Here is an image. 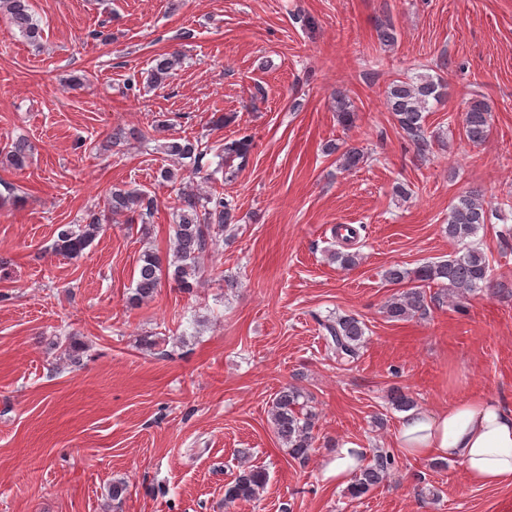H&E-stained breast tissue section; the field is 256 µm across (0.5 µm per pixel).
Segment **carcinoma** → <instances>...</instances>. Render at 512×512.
Wrapping results in <instances>:
<instances>
[{
  "mask_svg": "<svg viewBox=\"0 0 512 512\" xmlns=\"http://www.w3.org/2000/svg\"><path fill=\"white\" fill-rule=\"evenodd\" d=\"M0 15L16 28L23 39L39 48L43 42V29L34 18L31 0H0ZM181 55L162 52L154 55L149 69L150 84L159 87L171 77L180 63ZM441 80L430 74H421L410 81H395L387 91V105L398 126L420 152L430 147L424 127V113L439 103L443 96ZM339 121L350 124L354 120L353 102L344 96L336 97ZM492 110L485 99L475 96L463 116L462 129L466 139L473 144L484 142L490 131ZM31 146L25 139L12 143L7 153L10 165L18 167L27 158ZM251 150L246 138L224 141L221 159L229 165L235 160L245 162ZM161 153L177 163L189 161L193 173L204 171L202 160L208 154L207 147L193 138H175L160 145ZM362 149L349 147L339 156L345 170L358 168L365 162ZM178 203L173 213L172 256L162 258L150 249L143 251L135 277V288L128 297V304L138 306L151 300L163 280H173L185 293H192L201 276L200 257L218 244V236L237 222L236 208L224 194L214 191L197 194L178 190ZM157 209L156 198L141 189L114 187L107 198L105 213L90 211L83 224H62L57 228L53 243L54 251L80 258L93 243L103 227L107 215L136 214L146 222ZM489 214L482 199L477 195L460 198L448 211V237L463 242L474 236L478 228L488 223ZM385 280L401 287V291L388 300L385 309L393 321H407L427 313V297L423 290L426 283H440L453 295L464 298L489 283L490 264L485 254L476 247L446 261L426 263L413 270L392 266L384 273ZM325 332L324 339L336 354V359L354 363L361 357L365 324L353 315H339L334 319L319 321ZM303 392L294 385L282 388L271 406V426L288 454L298 460H306L315 442L316 415L304 411L300 403ZM394 458L386 451L378 450L372 463L359 470L348 487L353 498H360L383 483L393 468ZM268 481L266 470L242 466L233 480L225 485L224 505L238 500H252L260 495Z\"/></svg>",
  "mask_w": 512,
  "mask_h": 512,
  "instance_id": "carcinoma-1",
  "label": "carcinoma"
}]
</instances>
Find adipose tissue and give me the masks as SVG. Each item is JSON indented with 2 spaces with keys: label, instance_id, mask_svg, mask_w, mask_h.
<instances>
[{
  "label": "adipose tissue",
  "instance_id": "1",
  "mask_svg": "<svg viewBox=\"0 0 512 512\" xmlns=\"http://www.w3.org/2000/svg\"><path fill=\"white\" fill-rule=\"evenodd\" d=\"M398 442L410 458L460 461L469 483L498 486L512 481V410L473 397L435 413L411 411Z\"/></svg>",
  "mask_w": 512,
  "mask_h": 512
}]
</instances>
